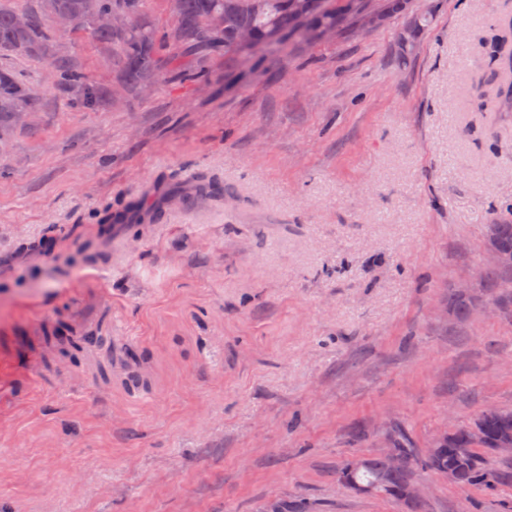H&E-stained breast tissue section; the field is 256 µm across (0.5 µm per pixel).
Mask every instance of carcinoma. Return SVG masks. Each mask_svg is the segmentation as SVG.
<instances>
[{"mask_svg": "<svg viewBox=\"0 0 512 512\" xmlns=\"http://www.w3.org/2000/svg\"><path fill=\"white\" fill-rule=\"evenodd\" d=\"M404 0H383L374 8L371 0H173L174 26L163 37L137 24L144 13L145 0H52L51 6L71 17L72 29L89 32L100 42L118 44L122 82L140 90L146 79L159 80L156 56L162 49H172L182 57L198 53L224 54V74L237 71L240 53L234 40L237 30L246 28L263 46V51L278 55L307 37L320 34L326 27L340 33L356 25L358 16L375 10L384 17L403 8ZM105 15H122L128 26L114 28L98 22ZM57 27L46 11L45 0L37 8L23 0H0V58L21 54L46 59L51 83L78 87L82 102L91 107L99 103V87L89 77L57 55L53 36ZM491 64V80L499 81L495 99L497 110L512 111V26L486 45ZM42 105V91L22 82L15 72L0 65V129L14 124L17 112H36ZM490 235L500 250L512 256V221L489 225ZM512 282V264L483 271L480 287L487 296L505 305L508 298L499 294L503 283ZM475 310L471 296L455 288L448 289V312L464 319ZM512 436V413L498 409L481 411L467 425L448 431L447 439L432 446L421 457L401 433L394 435L403 460L381 453L356 457L353 480L369 488L368 495L401 500L405 486L412 482L417 468L435 475L450 470L457 476L455 487L463 492L476 486H494L512 481V472L499 471L489 461L499 458L495 448L500 437Z\"/></svg>", "mask_w": 512, "mask_h": 512, "instance_id": "1", "label": "carcinoma"}]
</instances>
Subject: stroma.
Listing matches in <instances>:
<instances>
[{
    "mask_svg": "<svg viewBox=\"0 0 512 512\" xmlns=\"http://www.w3.org/2000/svg\"><path fill=\"white\" fill-rule=\"evenodd\" d=\"M408 2L233 85L223 55H162L210 82L149 94L113 44L56 32L105 99L43 85L0 134V450L23 451L0 512H406L343 464L512 408V309L443 303L512 218V112L473 92L512 0ZM204 175L234 199L99 234L106 205ZM415 481L424 512H512V483Z\"/></svg>",
    "mask_w": 512,
    "mask_h": 512,
    "instance_id": "35a3bbf8",
    "label": "stroma"
}]
</instances>
